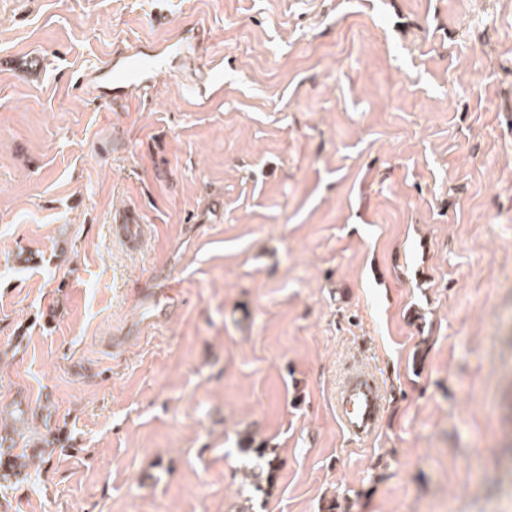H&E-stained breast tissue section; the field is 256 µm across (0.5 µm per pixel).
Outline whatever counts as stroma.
<instances>
[{
	"mask_svg": "<svg viewBox=\"0 0 512 512\" xmlns=\"http://www.w3.org/2000/svg\"><path fill=\"white\" fill-rule=\"evenodd\" d=\"M509 397L512 0H0V512H512ZM118 55H122L121 63L115 68L112 67L114 89L123 91L124 95L142 91L146 82L144 76L157 70V60L129 51L124 53L123 50L118 51ZM122 224L112 226V235L115 239L131 243L135 241L142 231V214L140 211H128L122 219ZM384 407L383 387L373 371L357 368L346 375L336 397V412L349 436L364 440L374 435Z\"/></svg>",
	"mask_w": 512,
	"mask_h": 512,
	"instance_id": "35a3bbf8",
	"label": "stroma"
}]
</instances>
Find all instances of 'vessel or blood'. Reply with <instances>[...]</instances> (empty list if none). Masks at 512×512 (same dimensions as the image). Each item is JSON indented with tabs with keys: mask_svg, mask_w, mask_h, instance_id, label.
<instances>
[{
	"mask_svg": "<svg viewBox=\"0 0 512 512\" xmlns=\"http://www.w3.org/2000/svg\"><path fill=\"white\" fill-rule=\"evenodd\" d=\"M156 69V59L126 52L112 70V83L124 94L139 92L144 88L146 74ZM141 221V212H127L121 223L113 225V237L128 243L135 241L142 231ZM384 407L383 387L373 371L357 368L346 375L336 397V412L349 436L364 440L374 435Z\"/></svg>",
	"mask_w": 512,
	"mask_h": 512,
	"instance_id": "1",
	"label": "vessel or blood"
}]
</instances>
